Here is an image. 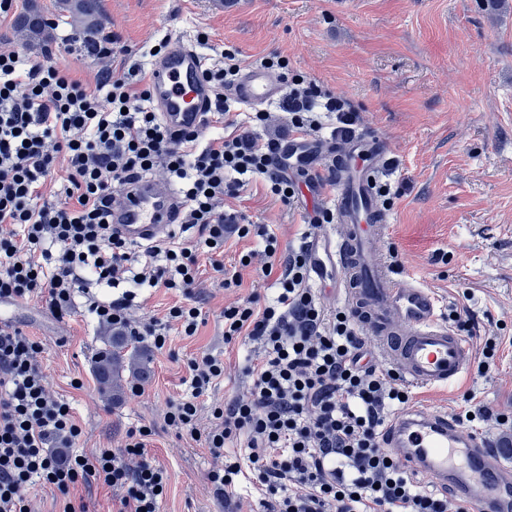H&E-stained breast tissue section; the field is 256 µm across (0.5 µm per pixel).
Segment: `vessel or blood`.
I'll use <instances>...</instances> for the list:
<instances>
[{
    "mask_svg": "<svg viewBox=\"0 0 512 512\" xmlns=\"http://www.w3.org/2000/svg\"><path fill=\"white\" fill-rule=\"evenodd\" d=\"M206 58L189 40L170 41L151 64L155 108L168 127H201L213 97L204 80ZM229 94L246 107L268 104L281 95L277 79L260 67L248 68ZM299 158L311 197L321 198V174L331 170L336 193L334 221L309 243L316 278L336 274V292L373 338V347L407 382L422 388L457 384L465 375L470 346L442 321L434 293L416 280L395 276L378 249L387 236V214L376 183L387 165L388 146L373 133H358L330 147L323 161L314 139L292 137L285 143ZM180 199L169 186L141 179L112 211V227L134 243L167 239L178 217ZM387 445L407 466L427 473L434 484L465 499L472 512H512V466L497 441L474 433L460 436L447 414L414 409L387 434Z\"/></svg>",
    "mask_w": 512,
    "mask_h": 512,
    "instance_id": "1",
    "label": "vessel or blood"
}]
</instances>
